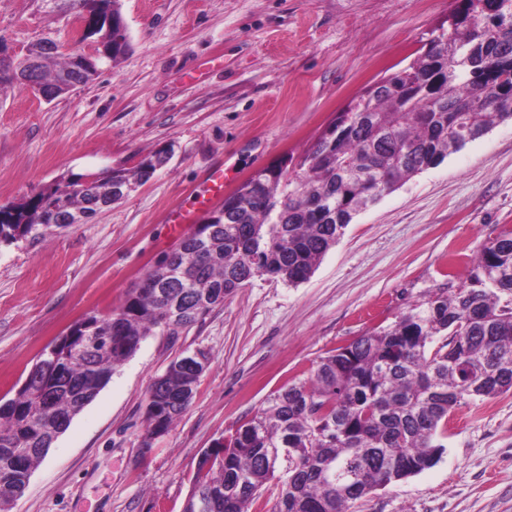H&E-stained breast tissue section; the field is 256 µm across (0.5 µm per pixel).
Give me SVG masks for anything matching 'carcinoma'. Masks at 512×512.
<instances>
[{
  "label": "carcinoma",
  "instance_id": "carcinoma-1",
  "mask_svg": "<svg viewBox=\"0 0 512 512\" xmlns=\"http://www.w3.org/2000/svg\"><path fill=\"white\" fill-rule=\"evenodd\" d=\"M56 14L90 15L98 56L66 47L54 32L0 59V91L23 89L26 73L56 99L85 85L129 47L120 0H52ZM512 0H458L448 28L405 67L368 86L339 112L301 157L297 170L257 193L246 179L191 232L170 279L165 260L104 316L74 324L71 335L100 339L48 344L17 396L0 404V512L21 496L59 427L90 403L112 371L153 329L171 336L197 323L254 277L288 285L306 280L361 210L414 175L440 165L499 124L512 121ZM168 151L134 172L99 178L128 192L163 167ZM84 176L0 206V244L42 236L74 213L93 218L112 202ZM198 376L170 363L150 387L147 434L161 435L187 410ZM512 391V231L484 246L470 286L414 304L387 328L323 357L307 381L292 384L241 424L208 466L197 468L184 512H250L276 490L273 512H348L369 492L430 467L448 414L467 400Z\"/></svg>",
  "mask_w": 512,
  "mask_h": 512
}]
</instances>
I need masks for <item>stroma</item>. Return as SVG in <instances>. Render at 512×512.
Here are the masks:
<instances>
[{"label": "stroma", "mask_w": 512, "mask_h": 512, "mask_svg": "<svg viewBox=\"0 0 512 512\" xmlns=\"http://www.w3.org/2000/svg\"><path fill=\"white\" fill-rule=\"evenodd\" d=\"M455 0H121L130 47L118 64L45 101L0 94V205L74 175L167 165L92 221L0 244V398L78 319L118 308L181 237L224 162L232 191L301 157L371 80L407 66ZM64 19L0 0V37L20 52ZM512 230V124L505 122L362 211L303 283L253 278L178 335L156 329L71 421L11 512H183L200 454L234 433L322 357L391 326L430 294L470 285L475 259ZM209 359L167 433L146 436L153 381L184 352ZM421 473L349 512H512V391L456 406ZM219 176L217 172L212 174V181L214 182L215 190L213 196L210 197H202L198 201V208L195 210H187V209H175L170 213L169 222L170 224H177L176 226H180L181 224H193L197 219L198 212L202 209L206 208L210 203L214 200H219L222 195H224V183L219 182Z\"/></svg>", "instance_id": "obj_1"}]
</instances>
